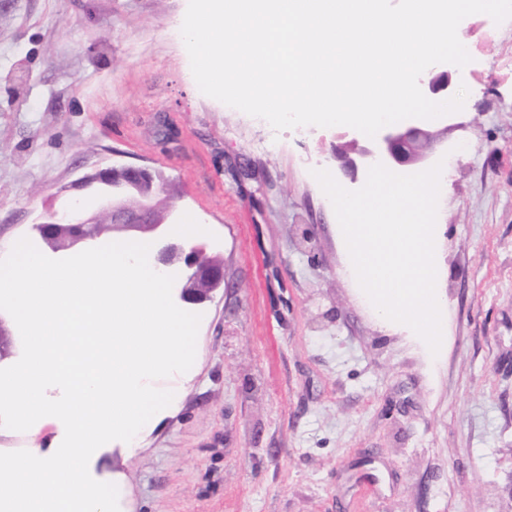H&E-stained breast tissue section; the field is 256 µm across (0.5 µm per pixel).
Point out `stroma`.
Segmentation results:
<instances>
[{
	"label": "stroma",
	"instance_id": "35a3bbf8",
	"mask_svg": "<svg viewBox=\"0 0 512 512\" xmlns=\"http://www.w3.org/2000/svg\"><path fill=\"white\" fill-rule=\"evenodd\" d=\"M188 0H0V256L86 175L149 166L179 223H207L224 284L201 316L178 401L137 447L89 472L120 512H512V19L459 30L468 96L435 158L443 341L365 304L333 206L312 175L355 190L339 127L274 131L188 76L172 26ZM169 133L161 135L158 125ZM60 427L0 431V452L54 447Z\"/></svg>",
	"mask_w": 512,
	"mask_h": 512
}]
</instances>
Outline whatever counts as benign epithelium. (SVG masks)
<instances>
[{
  "label": "benign epithelium",
  "mask_w": 512,
  "mask_h": 512,
  "mask_svg": "<svg viewBox=\"0 0 512 512\" xmlns=\"http://www.w3.org/2000/svg\"><path fill=\"white\" fill-rule=\"evenodd\" d=\"M454 70L446 64L439 70H432L420 80L421 90L427 96L448 93L453 84ZM446 115L435 120L418 118L406 119L381 129L375 138L363 143L356 133L344 132L341 137L347 142L336 147V159L348 176H355L359 169L367 170L377 162L388 168H408L416 173L428 168L432 153L445 138L448 131L458 127L449 123ZM164 178L144 167H124L101 170L85 176L76 183L79 190L93 189L97 200L96 208L87 210L79 201L68 204L60 211H51L35 226L43 243L53 252L59 251L51 237L59 227L69 230L70 247L83 245L92 247L96 238L83 234L87 224L102 223V216L110 217L112 231L131 237L149 235L158 240L154 255L156 268L163 274L181 264L186 269L185 282L179 291V298L185 303L200 304L210 298L211 293L224 284V266L202 262L204 247L198 244L174 243L166 240L168 219L173 209L159 211L156 198ZM204 282L208 288L199 290L191 287Z\"/></svg>",
  "instance_id": "benign-epithelium-1"
}]
</instances>
